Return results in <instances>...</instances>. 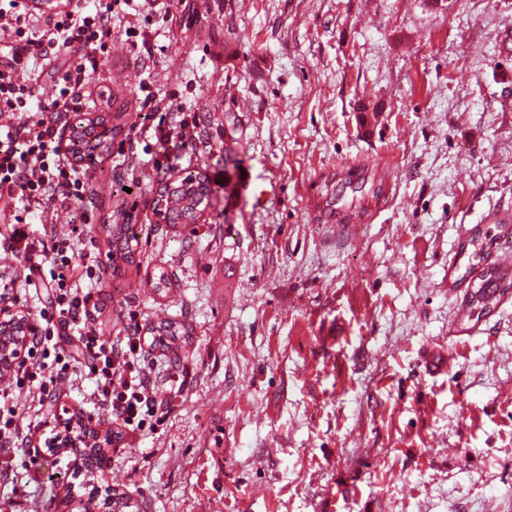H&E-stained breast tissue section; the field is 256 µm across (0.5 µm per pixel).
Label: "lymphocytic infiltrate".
Listing matches in <instances>:
<instances>
[{
    "instance_id": "obj_1",
    "label": "lymphocytic infiltrate",
    "mask_w": 512,
    "mask_h": 512,
    "mask_svg": "<svg viewBox=\"0 0 512 512\" xmlns=\"http://www.w3.org/2000/svg\"><path fill=\"white\" fill-rule=\"evenodd\" d=\"M26 2L0 0V43L9 55L0 70V201L48 202L53 209L73 213L88 190L89 167L75 159V148L64 133L72 112L95 107L105 98L95 79L98 55L112 37L116 7L131 0H108L93 11L67 2L49 14L28 9ZM51 58L63 61L64 69L53 76L55 96L36 118V85L29 72L32 63ZM154 137L161 150L152 157V166L157 177L165 178L172 165L163 147L173 141L184 149L193 146L194 119L176 110L174 120L157 124ZM0 251L24 266L30 286L46 292L24 355L0 385V476L12 471L14 449L39 454L30 445L16 394L29 392L39 402L53 401L78 357L93 381L92 405L129 431H158L170 403L157 397L142 365L145 338L139 324H130L117 341L105 339L96 325L100 297L82 285L87 276L106 274L100 252L91 247L74 253L70 237L52 227L30 239L19 217L0 232Z\"/></svg>"
}]
</instances>
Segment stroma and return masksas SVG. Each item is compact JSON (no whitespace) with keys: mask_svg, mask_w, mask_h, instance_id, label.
<instances>
[{"mask_svg":"<svg viewBox=\"0 0 512 512\" xmlns=\"http://www.w3.org/2000/svg\"><path fill=\"white\" fill-rule=\"evenodd\" d=\"M112 24L113 165L86 214L142 231L121 276L84 285L104 336L131 309L192 336L146 355L161 431L125 432L101 477L33 482L17 453L0 512H512V301L448 333L449 260L512 262V0H173ZM145 90L196 119L171 151L174 178L203 159L219 189L195 223L154 213ZM434 347L456 355L441 375Z\"/></svg>","mask_w":512,"mask_h":512,"instance_id":"obj_1","label":"stroma"}]
</instances>
